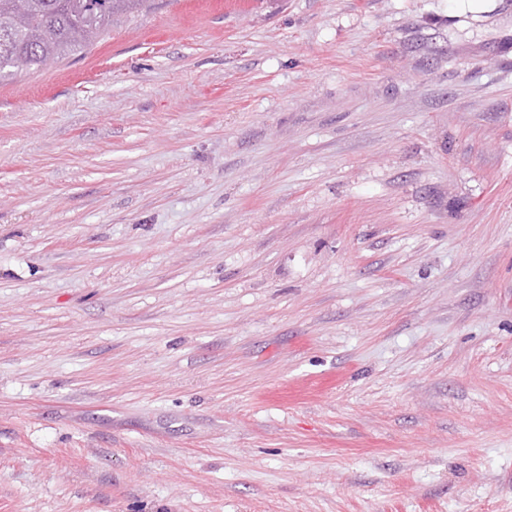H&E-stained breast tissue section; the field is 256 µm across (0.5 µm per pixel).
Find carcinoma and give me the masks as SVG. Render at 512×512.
I'll list each match as a JSON object with an SVG mask.
<instances>
[{"label":"carcinoma","mask_w":512,"mask_h":512,"mask_svg":"<svg viewBox=\"0 0 512 512\" xmlns=\"http://www.w3.org/2000/svg\"><path fill=\"white\" fill-rule=\"evenodd\" d=\"M149 0H0V81L75 55Z\"/></svg>","instance_id":"obj_1"}]
</instances>
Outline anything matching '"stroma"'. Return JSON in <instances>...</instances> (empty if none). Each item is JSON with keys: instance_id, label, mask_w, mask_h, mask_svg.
I'll return each mask as SVG.
<instances>
[{"instance_id": "35a3bbf8", "label": "stroma", "mask_w": 512, "mask_h": 512, "mask_svg": "<svg viewBox=\"0 0 512 512\" xmlns=\"http://www.w3.org/2000/svg\"><path fill=\"white\" fill-rule=\"evenodd\" d=\"M224 2L0 83V512H512V0Z\"/></svg>"}]
</instances>
